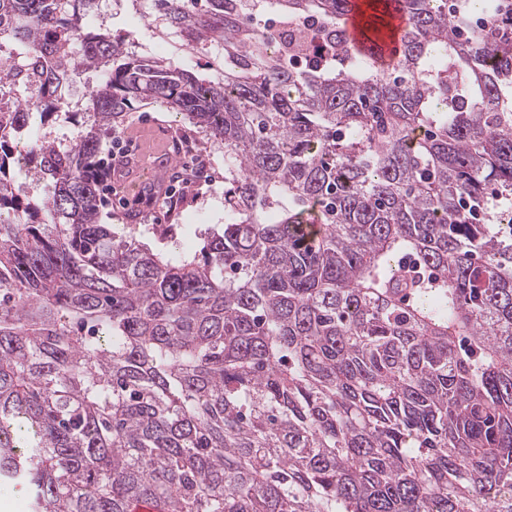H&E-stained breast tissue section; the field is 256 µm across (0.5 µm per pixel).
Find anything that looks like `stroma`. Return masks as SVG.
Instances as JSON below:
<instances>
[{
    "label": "stroma",
    "instance_id": "obj_1",
    "mask_svg": "<svg viewBox=\"0 0 512 512\" xmlns=\"http://www.w3.org/2000/svg\"><path fill=\"white\" fill-rule=\"evenodd\" d=\"M109 28L122 38L129 31L139 30L148 57L173 62L202 78L214 73L212 56L189 55L182 50L180 37L159 35L143 25L134 11L113 16ZM117 131L133 139L135 157L121 166L119 175L113 176L114 193L101 194V223L120 233L135 231L158 248L195 253L201 247V230L224 222L223 149L204 138L185 116L157 103L133 102ZM201 158L207 165L196 174L195 185H178V204L169 207L164 193L170 175L180 170L183 161ZM137 165L154 166L160 174L153 201L138 200L123 190L126 176Z\"/></svg>",
    "mask_w": 512,
    "mask_h": 512
}]
</instances>
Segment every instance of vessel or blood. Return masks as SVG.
I'll list each match as a JSON object with an SVG mask.
<instances>
[{
  "instance_id": "vessel-or-blood-1",
  "label": "vessel or blood",
  "mask_w": 512,
  "mask_h": 512,
  "mask_svg": "<svg viewBox=\"0 0 512 512\" xmlns=\"http://www.w3.org/2000/svg\"><path fill=\"white\" fill-rule=\"evenodd\" d=\"M354 4L345 22L351 42L361 48L368 41H377L385 59L396 58L401 50V34L406 26V17L399 10L396 0H389L382 21L374 26L368 22V15L373 8L372 0H354Z\"/></svg>"
}]
</instances>
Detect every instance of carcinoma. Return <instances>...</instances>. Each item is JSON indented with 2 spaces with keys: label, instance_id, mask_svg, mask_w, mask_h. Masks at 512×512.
Wrapping results in <instances>:
<instances>
[{
  "label": "carcinoma",
  "instance_id": "obj_1",
  "mask_svg": "<svg viewBox=\"0 0 512 512\" xmlns=\"http://www.w3.org/2000/svg\"><path fill=\"white\" fill-rule=\"evenodd\" d=\"M196 79L93 25L99 0H0L34 96L0 101V481L34 512H512V39L403 0L402 50L359 51L352 0H277L327 50L294 68L249 25L263 0H158ZM80 140L23 146L17 112ZM224 148V225L199 254L100 223L101 135L134 101ZM486 204L477 221L465 203ZM54 215L42 220L43 211ZM102 80V75L100 72L91 70V69H82L77 74L72 86L70 87V98L82 99L84 95L87 93L88 89L99 84ZM90 87V88H89ZM81 121L80 116L76 117H59L56 120H53L52 122H47L46 119L41 115L40 112L33 110L32 113V127L30 131L32 130H40L42 133H46L49 131L56 132L58 137L63 138L65 137L66 133H70L71 131H74L76 129V126H78V122Z\"/></svg>",
  "mask_w": 512,
  "mask_h": 512
}]
</instances>
